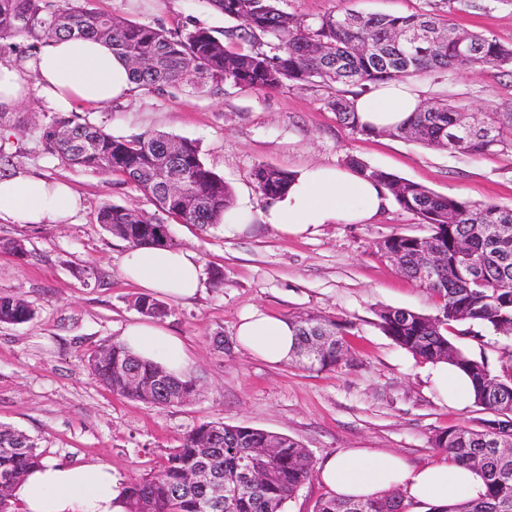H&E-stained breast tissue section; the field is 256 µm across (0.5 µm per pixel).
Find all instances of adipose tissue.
<instances>
[{
	"mask_svg": "<svg viewBox=\"0 0 512 512\" xmlns=\"http://www.w3.org/2000/svg\"><path fill=\"white\" fill-rule=\"evenodd\" d=\"M133 82L124 60L110 46L93 39L60 37L34 55L0 60V105L27 99L31 88L56 108L74 104L102 107L125 98ZM358 122L369 129H392L420 109L415 81H392L352 96ZM389 205L386 188L350 167H311L295 174L287 192L263 214L281 232L298 235L320 224H367ZM71 188L24 171L0 179V221L17 224H66L80 210ZM123 275L145 292L177 302L195 298L204 268L191 250L138 246L122 259ZM239 345L270 364L287 362L297 341L291 322L253 309L236 328ZM132 355L159 364L169 373L189 375L193 362L183 343L162 322L146 318L129 322L119 339ZM317 478L336 498H370L402 489L406 502L444 506L478 498L485 484L478 473L439 454L409 466L400 457L352 449L333 455L317 467ZM20 512H125L111 466L43 461L15 489Z\"/></svg>",
	"mask_w": 512,
	"mask_h": 512,
	"instance_id": "ef3b65f1",
	"label": "adipose tissue"
}]
</instances>
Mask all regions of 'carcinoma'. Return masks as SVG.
<instances>
[{
    "label": "carcinoma",
    "instance_id": "cac0c4a2",
    "mask_svg": "<svg viewBox=\"0 0 512 512\" xmlns=\"http://www.w3.org/2000/svg\"><path fill=\"white\" fill-rule=\"evenodd\" d=\"M280 0H206L213 10L240 22L225 37L198 27L184 34L136 24L93 11L82 0H0V51H16L15 38L28 41L26 51L60 36L99 38L132 61L142 57L144 68L130 67L137 88L153 91L174 84L211 80L252 90L318 84L328 91L327 105L338 120L365 135L377 131L359 125L349 88L362 90L414 72L464 71L500 68L512 64V45L500 43L488 32L471 34V50L459 49L455 27L432 11L404 16L361 14L349 10L329 13L314 22L282 10ZM430 28L432 41L420 52L397 46L392 34H411ZM265 37L267 42L259 39ZM246 43L250 49L231 52L224 39ZM369 44L359 52L358 41ZM462 108L446 101L420 109L404 126L389 135L407 138L430 149L480 157L512 152V120L485 121L467 126ZM25 119L0 112V177L15 170L20 154L7 147V132ZM41 152L62 163L94 174H121L146 195L161 212L202 229L220 223L232 205L224 179L209 169L198 145L165 133H147L133 139L115 137L103 126L75 112H53L36 127ZM346 164L385 186L399 207L430 228L426 236L394 233L378 249L398 271L438 299L433 315L405 308L375 311L377 325L397 346L423 363L446 362L468 379L473 403L490 413L476 428L455 426L436 433L431 445L439 452L480 473L486 493L478 500L431 507L429 512H512V456L501 444L512 440V368L494 372L451 338L461 334L481 340L501 336L512 325V235L500 227L512 225V207L480 204L436 194L419 183L400 178L348 156ZM183 173L191 194L183 199L167 188L171 170ZM254 181L265 200L285 193L291 173L259 165ZM97 221L111 235L130 246H167L166 224L138 210L106 205ZM440 255V263L426 274L423 247ZM135 309L162 319L167 306L156 298L138 296ZM31 305L15 294H0V323L23 324L33 319ZM298 336L295 358L315 369L334 370L347 362L346 325L334 317L314 314L291 318ZM96 379L112 393L145 404L176 406L190 401L198 390L193 376L182 378L162 366L132 356L118 343L106 345L88 358ZM138 378L133 387L128 376ZM43 454L33 439L0 425V512H18L13 498L17 483L41 465ZM253 470L262 479L252 484L243 472ZM315 475L307 449L283 434L249 425L202 423L169 449L154 472L121 484L126 512H285V505ZM230 493H224V487ZM399 492L376 498L322 497L314 512H408Z\"/></svg>",
    "mask_w": 512,
    "mask_h": 512
}]
</instances>
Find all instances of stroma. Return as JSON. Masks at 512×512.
Masks as SVG:
<instances>
[{"label":"stroma","mask_w":512,"mask_h":512,"mask_svg":"<svg viewBox=\"0 0 512 512\" xmlns=\"http://www.w3.org/2000/svg\"><path fill=\"white\" fill-rule=\"evenodd\" d=\"M88 6L174 34L196 27L221 33L231 25L204 0H89ZM280 7L309 22L344 9L393 15L433 9L459 29L487 30L512 44V0H478L474 7L464 0H281ZM416 80L425 101L444 99L482 117L512 113V65ZM326 96L315 84L255 91L207 81L134 89L108 108L87 109L91 121L115 136L163 132L195 141L203 162L231 188L235 209L250 213L235 232L167 220L174 246L197 252L205 268L224 273L222 287L204 281L196 299L171 305L165 323L183 339L202 390L170 407L115 395L87 366L91 353L117 342L123 326L137 318L131 301L142 293L121 272L126 242L97 224V212L119 204L153 215L157 207L120 175L92 174L41 154L32 127L49 107L35 93L20 104L30 122L13 137L23 150L20 170L67 181L83 207L70 224L0 221V240H25L30 251L21 260L0 249V293L20 295L35 310L28 323L0 324V424L33 437L46 458L111 465L120 483L149 473L204 422L286 435L318 462L361 448L412 465L434 457L436 432L478 425L484 411L469 399H443L425 364L376 324L382 306L435 313L436 298L377 249L394 233L423 236L428 226L393 203L370 224H323L305 236L286 235L262 222L266 203L253 170L260 164L291 173L340 167L352 155L443 196L512 207V153L474 158L366 136L342 125ZM85 267L94 272L91 280L79 274ZM250 307L348 323L347 364L317 371L293 359L271 365L252 356L235 338L238 316Z\"/></svg>","instance_id":"1"}]
</instances>
